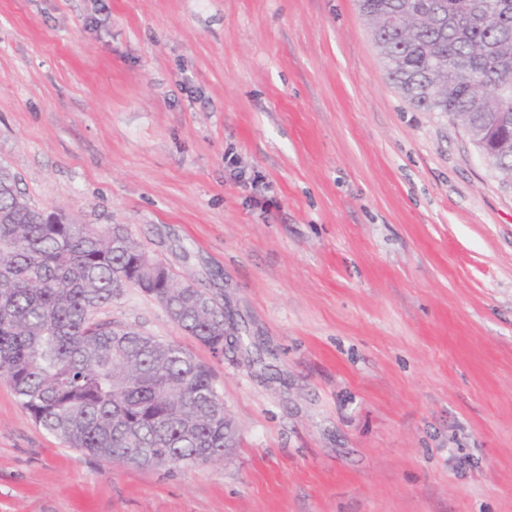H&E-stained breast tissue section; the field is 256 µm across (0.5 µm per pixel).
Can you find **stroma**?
Listing matches in <instances>:
<instances>
[{
	"instance_id": "1",
	"label": "stroma",
	"mask_w": 512,
	"mask_h": 512,
	"mask_svg": "<svg viewBox=\"0 0 512 512\" xmlns=\"http://www.w3.org/2000/svg\"><path fill=\"white\" fill-rule=\"evenodd\" d=\"M124 224L252 349L223 461L113 465L0 381V512H512V186L389 81L356 0H0V163Z\"/></svg>"
}]
</instances>
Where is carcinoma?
Instances as JSON below:
<instances>
[{
    "instance_id": "obj_1",
    "label": "carcinoma",
    "mask_w": 512,
    "mask_h": 512,
    "mask_svg": "<svg viewBox=\"0 0 512 512\" xmlns=\"http://www.w3.org/2000/svg\"><path fill=\"white\" fill-rule=\"evenodd\" d=\"M387 77L418 110L459 121L512 184V0H359ZM45 211L0 164V379L66 448L150 468L224 460V399L183 348L98 318L134 287L224 358V308L147 267L123 224Z\"/></svg>"
}]
</instances>
